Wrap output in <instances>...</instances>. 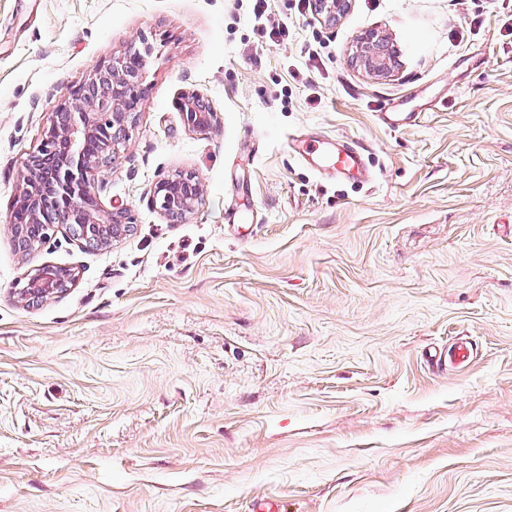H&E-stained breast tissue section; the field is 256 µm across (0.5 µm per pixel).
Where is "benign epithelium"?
<instances>
[{
    "mask_svg": "<svg viewBox=\"0 0 512 512\" xmlns=\"http://www.w3.org/2000/svg\"><path fill=\"white\" fill-rule=\"evenodd\" d=\"M350 0H314L315 10L326 20L334 21L345 12ZM152 46L140 40L122 56L95 68L82 84L70 87L43 127L37 149L24 161L23 188L14 211L28 213L32 221L47 227H60L87 249L110 244L128 234L132 224L126 222L122 207L102 209L89 204L95 186L89 175L102 172L112 164L116 146L129 136V128L138 104L145 94L142 74ZM393 55L385 38L370 33L355 45L354 59L376 75L391 73ZM184 124L207 132L217 113L202 100L188 96L181 105ZM203 188L192 174H178L155 187V206L173 222L192 214L202 201ZM15 248L22 254L35 249V241H45L48 233L16 224L8 219ZM39 233L32 240V233ZM79 274L60 276L59 267L42 264L30 271L26 285L19 289L26 305H37L65 295L78 282Z\"/></svg>",
    "mask_w": 512,
    "mask_h": 512,
    "instance_id": "7a95c632",
    "label": "benign epithelium"
}]
</instances>
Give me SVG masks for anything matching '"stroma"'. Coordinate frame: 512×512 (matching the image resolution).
<instances>
[{"label": "stroma", "mask_w": 512, "mask_h": 512, "mask_svg": "<svg viewBox=\"0 0 512 512\" xmlns=\"http://www.w3.org/2000/svg\"><path fill=\"white\" fill-rule=\"evenodd\" d=\"M284 27L285 33L272 31ZM385 35L393 73L352 59ZM98 250L19 253L23 162L66 88L141 39ZM197 94L217 114L184 126ZM416 113L390 129L389 103ZM347 137L370 180L303 164ZM200 181L180 223L152 202ZM75 269L28 307L42 263ZM469 341L464 367L432 355ZM512 512V0H0V512ZM184 124L199 132H208L216 121L217 114L213 108L194 96L186 97L181 105ZM203 188L192 174H178L158 183L153 193L155 206L172 222L192 214L202 201ZM60 268L45 263L31 270L26 285L19 289L20 299L27 306H34L65 295L76 286L79 274L74 269L69 268L70 276L65 279L60 276Z\"/></svg>", "instance_id": "1"}]
</instances>
